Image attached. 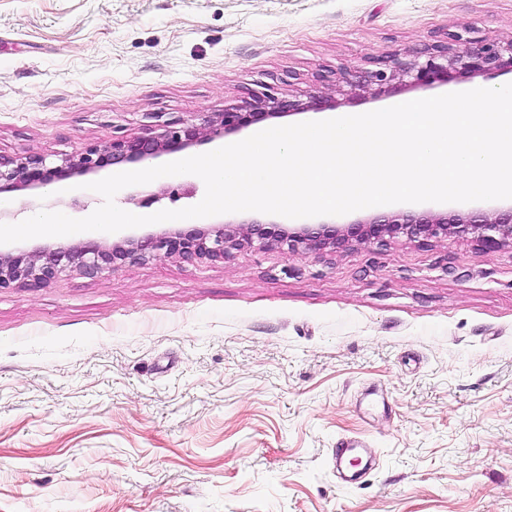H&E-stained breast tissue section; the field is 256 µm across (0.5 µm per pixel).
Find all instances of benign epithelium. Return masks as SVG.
<instances>
[{
    "label": "benign epithelium",
    "instance_id": "obj_1",
    "mask_svg": "<svg viewBox=\"0 0 512 512\" xmlns=\"http://www.w3.org/2000/svg\"><path fill=\"white\" fill-rule=\"evenodd\" d=\"M512 71V39L487 41L471 36V28L449 33L444 41L372 61L361 70L337 73L333 94L309 96L303 101L286 97L267 83L257 84L241 104L212 112L198 125H162L161 131L140 137H117L106 145H91L61 158L52 166L43 154L0 157V194L18 189H37L71 175H89L115 165L131 166L161 154L184 151L202 142L223 138L252 125L350 103L367 95H389L403 89L431 88L459 77L492 78ZM467 238L485 253L512 243V203L489 213L441 211L392 212L361 217L349 224H300L282 229L254 220L227 222L212 228L175 229L122 244L87 241L32 253L0 251V290L39 288L71 267L94 275L110 272L121 264L155 257L178 256L187 260L226 259L243 245L267 249L274 245L300 250H325L354 244L382 245L406 237L429 242L448 237Z\"/></svg>",
    "mask_w": 512,
    "mask_h": 512
}]
</instances>
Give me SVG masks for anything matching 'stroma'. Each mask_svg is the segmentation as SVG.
<instances>
[{
  "label": "stroma",
  "mask_w": 512,
  "mask_h": 512,
  "mask_svg": "<svg viewBox=\"0 0 512 512\" xmlns=\"http://www.w3.org/2000/svg\"><path fill=\"white\" fill-rule=\"evenodd\" d=\"M464 27L512 38V0H0V156L197 124L259 81L326 95L339 68ZM81 183L0 194V224L90 215ZM204 194L186 174L115 202ZM340 439L373 463L348 482ZM0 512H512V244L246 246L1 291Z\"/></svg>",
  "instance_id": "stroma-1"
}]
</instances>
